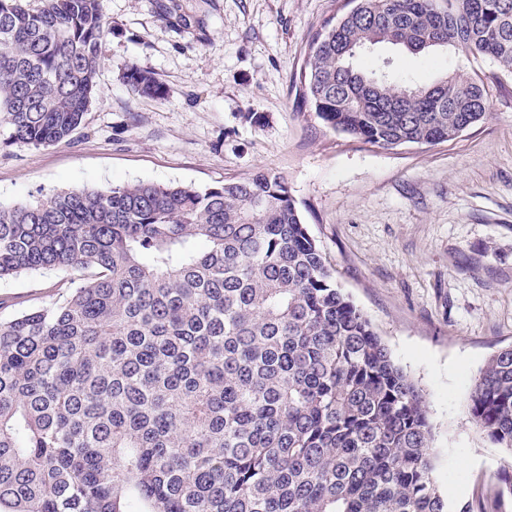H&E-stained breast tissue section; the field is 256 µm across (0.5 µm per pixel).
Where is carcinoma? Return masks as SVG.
Segmentation results:
<instances>
[{
  "label": "carcinoma",
  "instance_id": "cac0c4a2",
  "mask_svg": "<svg viewBox=\"0 0 512 512\" xmlns=\"http://www.w3.org/2000/svg\"><path fill=\"white\" fill-rule=\"evenodd\" d=\"M312 38L302 106L382 149L453 141L512 79V0H347ZM103 0H0V113L33 147L84 120ZM380 43L489 57L485 80L365 68ZM161 99L144 68L125 75ZM62 274L0 318L7 512H446L427 400L336 285L287 180L135 182L0 206V280ZM512 448V346L469 395Z\"/></svg>",
  "mask_w": 512,
  "mask_h": 512
}]
</instances>
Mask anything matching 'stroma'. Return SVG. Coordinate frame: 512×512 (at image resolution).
Masks as SVG:
<instances>
[{
	"mask_svg": "<svg viewBox=\"0 0 512 512\" xmlns=\"http://www.w3.org/2000/svg\"><path fill=\"white\" fill-rule=\"evenodd\" d=\"M343 0H104L112 32L72 138L8 142L0 119V205L38 193L126 184L204 188L259 170L284 176L340 288L423 389L448 512H512V450L471 423L468 394L512 346V84L457 139L391 150L355 141L297 108L311 37ZM428 84L495 73L491 59L379 44L361 56ZM161 99L134 94L131 66ZM56 272L0 280L23 307L54 299ZM125 80L131 90L139 96L161 99L165 95L163 85L155 75L144 68L132 66L125 75Z\"/></svg>",
	"mask_w": 512,
	"mask_h": 512,
	"instance_id": "35a3bbf8",
	"label": "stroma"
}]
</instances>
